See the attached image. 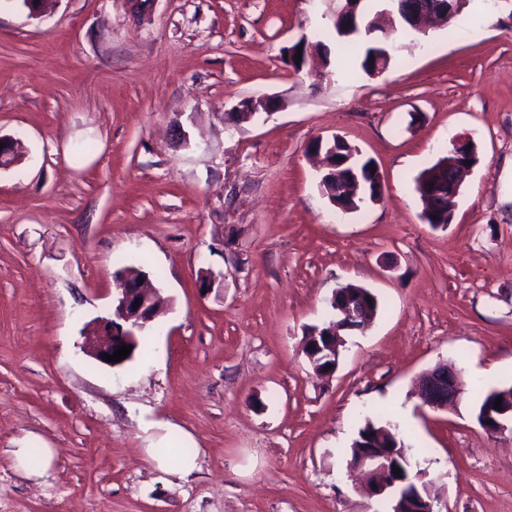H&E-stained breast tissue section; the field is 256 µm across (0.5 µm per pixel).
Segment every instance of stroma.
<instances>
[{
    "label": "stroma",
    "instance_id": "stroma-1",
    "mask_svg": "<svg viewBox=\"0 0 512 512\" xmlns=\"http://www.w3.org/2000/svg\"><path fill=\"white\" fill-rule=\"evenodd\" d=\"M336 8L0 0V135L21 151L0 169V512H385L345 455L381 410L436 512H512V432L480 426L474 388L512 379V0L395 34L376 76L293 71L300 37L335 49ZM248 98L272 107L226 121ZM336 134L383 176L347 213L311 154ZM456 136L477 162L434 228L416 179ZM130 255L169 305L110 368L81 343ZM348 283L379 309L321 375L302 338ZM441 362L464 386L434 411L415 380ZM19 448L47 449L38 473Z\"/></svg>",
    "mask_w": 512,
    "mask_h": 512
}]
</instances>
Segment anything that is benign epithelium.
I'll use <instances>...</instances> for the list:
<instances>
[{
	"instance_id": "benign-epithelium-1",
	"label": "benign epithelium",
	"mask_w": 512,
	"mask_h": 512,
	"mask_svg": "<svg viewBox=\"0 0 512 512\" xmlns=\"http://www.w3.org/2000/svg\"><path fill=\"white\" fill-rule=\"evenodd\" d=\"M363 0H341L336 9L334 26L341 36H365L376 47L374 58L376 67L373 74L377 75L387 69L385 62L391 58L390 48L376 36V31L363 25L359 19V6ZM383 8L378 11L381 25L390 27L395 31L396 19L406 15L403 0H381ZM449 0H436V2L423 7L414 15L412 29L421 31L422 23L437 18V13L444 14V19L451 18L453 11L448 9ZM268 109L269 104L263 100L247 99L243 101L234 112H227L225 116L234 122L249 118L259 109ZM347 151L338 162L325 161V167L335 169L348 167L351 177L345 184H335V188H324L330 181L322 178V195L343 211L356 210L359 205L356 201L359 189H364L368 199L372 202L378 200L382 194V179L371 183L366 181L359 173L355 157L359 150L347 145L340 136H333L328 140H318L313 144L317 153L326 152L332 156L340 152L341 147ZM476 157L473 143L466 138H457L451 142L448 155L440 158V166L452 171V179L448 182V200L453 202L458 197L461 188L462 173L472 167V159ZM118 282V292L112 298V316L97 322L95 332L85 337L83 349L100 363L109 367L122 365V362H105L103 355L114 354L122 345L132 346L136 338L146 326L152 322L163 310L157 304V298L162 296L160 289L148 283L145 273H123L114 275ZM140 305H135V301ZM372 318L367 306H352L348 303L336 309V324L330 333L336 336V343L326 348L315 342L312 349L316 354L324 355L332 363H338L340 346L343 343L341 333L362 327ZM462 385V370L454 365H438L423 373L417 383V394L422 405L433 410H446L459 399ZM482 428L491 435L501 434L512 429V405L505 410H488L480 421ZM383 447L382 439L364 440V444L357 446L356 455L347 460L349 477L362 478L367 494L371 497L389 498L393 502L392 512H435L434 499L427 485H417L410 479L407 471L397 475L393 473L391 460L396 453L380 451Z\"/></svg>"
}]
</instances>
